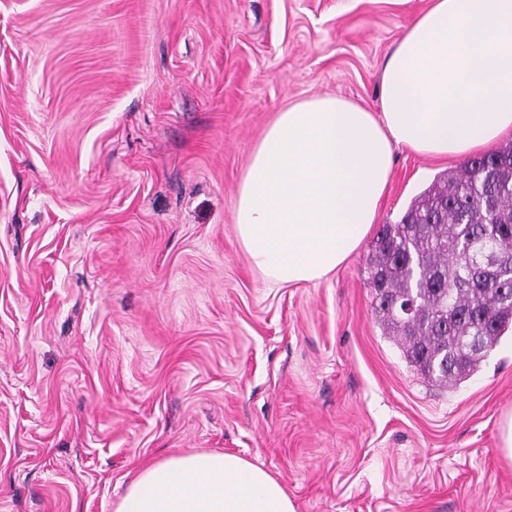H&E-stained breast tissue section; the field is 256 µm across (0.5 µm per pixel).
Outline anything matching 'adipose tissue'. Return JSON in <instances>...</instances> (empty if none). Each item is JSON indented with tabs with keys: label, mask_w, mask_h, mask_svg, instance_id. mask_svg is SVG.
Returning a JSON list of instances; mask_svg holds the SVG:
<instances>
[{
	"label": "adipose tissue",
	"mask_w": 512,
	"mask_h": 512,
	"mask_svg": "<svg viewBox=\"0 0 512 512\" xmlns=\"http://www.w3.org/2000/svg\"><path fill=\"white\" fill-rule=\"evenodd\" d=\"M512 134V0H431L395 42L380 107L314 96L278 112L241 179L236 232L275 286L318 283L366 239L395 150L464 157ZM115 512H295L283 484L230 453L153 463Z\"/></svg>",
	"instance_id": "obj_1"
}]
</instances>
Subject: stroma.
Wrapping results in <instances>:
<instances>
[{"instance_id":"obj_1","label":"stroma","mask_w":512,"mask_h":512,"mask_svg":"<svg viewBox=\"0 0 512 512\" xmlns=\"http://www.w3.org/2000/svg\"><path fill=\"white\" fill-rule=\"evenodd\" d=\"M429 0H0V512H114L224 452L296 512H512V335L457 388L386 336L362 245L269 286L235 229L249 155L315 96L380 106ZM460 160L394 153L378 224Z\"/></svg>"}]
</instances>
